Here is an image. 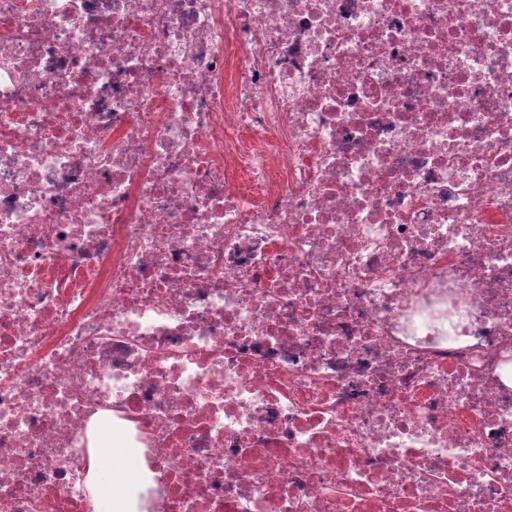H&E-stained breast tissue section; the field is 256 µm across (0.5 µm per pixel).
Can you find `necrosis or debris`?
<instances>
[{
  "label": "necrosis or debris",
  "mask_w": 512,
  "mask_h": 512,
  "mask_svg": "<svg viewBox=\"0 0 512 512\" xmlns=\"http://www.w3.org/2000/svg\"><path fill=\"white\" fill-rule=\"evenodd\" d=\"M512 0H0V512H512Z\"/></svg>",
  "instance_id": "necrosis-or-debris-1"
}]
</instances>
